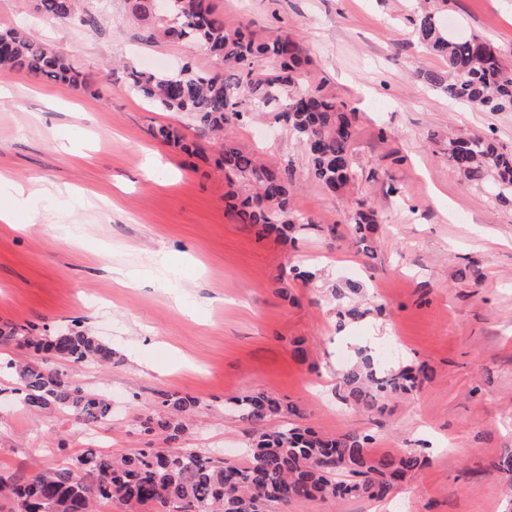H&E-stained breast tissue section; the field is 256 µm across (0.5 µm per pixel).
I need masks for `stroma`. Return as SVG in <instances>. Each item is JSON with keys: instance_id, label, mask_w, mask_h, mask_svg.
<instances>
[{"instance_id": "1", "label": "stroma", "mask_w": 512, "mask_h": 512, "mask_svg": "<svg viewBox=\"0 0 512 512\" xmlns=\"http://www.w3.org/2000/svg\"><path fill=\"white\" fill-rule=\"evenodd\" d=\"M226 23L256 37L292 35L309 59L302 90L356 114L352 192L380 216L361 251L348 204L308 173V157L272 115L232 123L244 150L293 170L292 206L311 228L287 241L257 236L227 209L224 173L192 119L129 92L112 64L165 71L181 61L223 71L205 48L150 44L127 0H83L99 23L48 22L35 0H0V25L66 54L87 86L75 89L0 71L15 95L0 101V174L27 189H0V327H80L112 345V366L61 363L112 403L98 440L62 413L18 405L0 372V474L65 466L92 445L129 454L144 438L140 416L158 391L201 404L181 437L229 461L249 445L229 400L265 392L297 404L328 436L370 429L386 455L427 460L384 501L326 498L276 512H512L496 465L512 450V201L464 182L448 139L485 134L512 150V112L460 105L420 81L444 60L416 41L418 0H213ZM448 30L479 36L512 67V0H433ZM180 127L200 154L151 135ZM335 235H328V226ZM312 271L295 279L290 267ZM355 281L367 312L338 320L325 296ZM388 367L426 365L412 394L366 415L336 395L357 347Z\"/></svg>"}]
</instances>
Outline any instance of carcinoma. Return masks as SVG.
Returning a JSON list of instances; mask_svg holds the SVG:
<instances>
[{"label": "carcinoma", "instance_id": "carcinoma-1", "mask_svg": "<svg viewBox=\"0 0 512 512\" xmlns=\"http://www.w3.org/2000/svg\"><path fill=\"white\" fill-rule=\"evenodd\" d=\"M129 3L132 18L146 29V39L201 44L224 63L222 74L198 73L188 63L167 73L128 66L124 83L157 109L191 115L202 133L214 136L215 162L235 188L239 223L262 231L306 226L291 206V170L268 165L224 137L226 126L246 114L276 113L305 149L311 172L325 191L348 196L359 178L351 115L330 98L299 90L306 62L299 42L289 34L257 39L246 27L225 23L212 0H172L165 18L154 11L153 0ZM35 9L51 21L89 27L97 23L80 0H36ZM413 26L419 42L447 62L446 70L419 71L416 78L455 102L512 112V69L490 43L475 35H448L428 10L417 14ZM263 59L275 61V67L259 74L255 63ZM0 69L75 89L85 85L68 56L6 26L0 27ZM448 161L466 181L487 182L496 198H512V151L472 134L449 139ZM350 220L356 244L368 250L363 231L379 223L377 212L360 202ZM11 343L34 353L24 363L6 364L15 373L14 392L27 410L64 413L84 428L111 429L110 402L55 367L58 361L110 366V345L88 330L73 328L52 334H34L23 327L0 331V344ZM425 378L422 366L385 372L366 355L343 375V400L381 415L388 401L412 393ZM199 405L195 397L160 391L157 410L144 415L140 427L145 433H166L168 447L139 448L121 457L90 448L62 468L30 472L20 479L0 475V498L11 500V512H95L114 501L133 510L159 512H269L273 505H297L317 497L385 498L422 465L420 456L408 449L374 456L373 436L364 430L321 435L297 423L304 418L298 406L264 393L236 398L228 406L249 426L251 443L245 462H226L203 448L178 446L186 431L185 416ZM280 414L294 422L267 428V420Z\"/></svg>", "mask_w": 512, "mask_h": 512}]
</instances>
